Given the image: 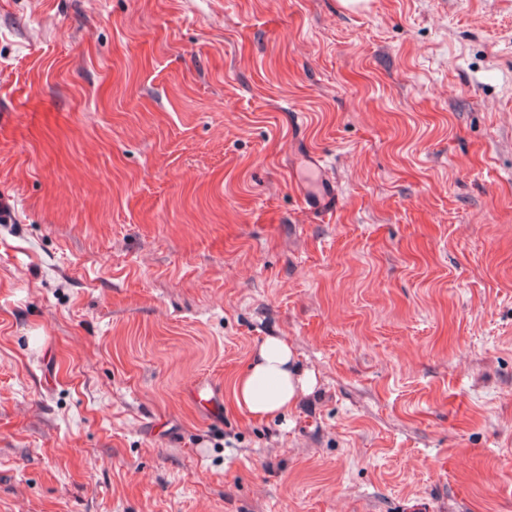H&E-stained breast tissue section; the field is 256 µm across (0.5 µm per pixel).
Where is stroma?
I'll return each mask as SVG.
<instances>
[{"label":"stroma","instance_id":"1","mask_svg":"<svg viewBox=\"0 0 512 512\" xmlns=\"http://www.w3.org/2000/svg\"><path fill=\"white\" fill-rule=\"evenodd\" d=\"M0 512H512V0H0ZM315 383L314 373L302 368L288 339L270 336L235 378L232 402L255 421L285 418L297 410L301 397L310 393Z\"/></svg>","mask_w":512,"mask_h":512}]
</instances>
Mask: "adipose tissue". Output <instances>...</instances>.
Segmentation results:
<instances>
[{"label":"adipose tissue","mask_w":512,"mask_h":512,"mask_svg":"<svg viewBox=\"0 0 512 512\" xmlns=\"http://www.w3.org/2000/svg\"><path fill=\"white\" fill-rule=\"evenodd\" d=\"M313 372L302 368L287 338L267 337L235 379L232 402L251 419L262 422L293 414L303 395L311 392Z\"/></svg>","instance_id":"1"}]
</instances>
